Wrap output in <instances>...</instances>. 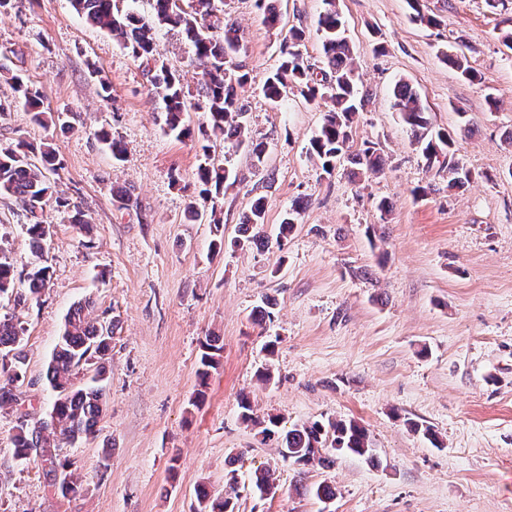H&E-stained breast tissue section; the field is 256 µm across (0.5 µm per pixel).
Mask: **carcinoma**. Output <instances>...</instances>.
<instances>
[{
  "instance_id": "carcinoma-1",
  "label": "carcinoma",
  "mask_w": 512,
  "mask_h": 512,
  "mask_svg": "<svg viewBox=\"0 0 512 512\" xmlns=\"http://www.w3.org/2000/svg\"><path fill=\"white\" fill-rule=\"evenodd\" d=\"M217 0H154L153 14L145 18L133 11H123L116 0H70L73 9L85 22L108 32L117 43L131 53L134 60L144 67L151 86L159 93L164 109V133L177 139L192 136L186 124L189 112L188 97L180 73L171 68L162 57L156 43L155 31L162 25L179 27L193 48V63L199 75L201 101L194 107L207 112L209 125L201 129L206 142L221 136L231 140L235 147H245L253 166L264 165L266 143L248 137V116L240 102V92L252 80L243 65L233 62V56L241 50V36L235 22L219 14ZM325 11L319 20L322 65L315 66L303 56L298 46L305 38L304 30H288V49L281 50L279 66L267 74L262 83V93L271 108H277L290 94L296 92L309 102L321 100L327 104L320 128L309 140V154L315 157L323 173L333 176L338 165L348 161L356 166L353 177L379 173L384 160L377 143L368 142L354 156L346 154L356 114L364 111L368 95L359 88V74L352 58L346 37L344 20L336 7V0H324ZM255 6L263 12L264 22L271 28L281 23V14L269 0H255ZM15 97L31 113L32 120L45 125L49 112L45 111L43 95L33 84L22 77H10ZM393 97L396 112L421 149L428 162L448 171L449 183L460 186L471 181L473 172L457 157V134L446 129H435L418 93L404 79L395 82ZM56 151L48 144L25 151L20 148L0 147V193L18 198L25 206L29 223L25 232L29 238L31 253L37 257L43 251V242L50 234V225L43 222V205L52 195L51 186L44 171L56 170ZM198 179L202 193L219 195L233 186L238 174L226 167L204 166L199 169ZM58 206L66 209L69 223L78 230L87 229L89 220L77 207L65 200L56 199ZM265 206L260 199L254 200L245 215L240 237L232 241L238 248L267 244L259 226L264 222ZM299 207L293 206L281 223L278 249H283L287 234L292 231ZM26 277L29 294H14L15 279ZM50 280L48 266L32 261L18 269L10 254L0 249V296H14V305L35 299ZM91 302L76 304L65 318L64 329L59 336L47 365L45 379L54 393V401L47 420L33 429L19 422L13 438V455L18 460L42 457L62 443H73L95 434L103 413L106 362L112 351L113 324L110 320L92 318L87 313ZM22 328L13 318L0 316V407L16 401L13 385L24 377V356L18 348ZM223 346L213 336L202 343L198 369L200 384L207 383L210 369ZM95 361V385L79 388L75 379L80 369ZM241 418L259 428L262 439L277 437L279 454L283 461L298 466L313 462L330 464V453L349 451L368 460L373 458L372 448L365 427L354 420L321 419L304 422L278 433L279 419L270 416L259 420L253 417L248 396L240 398ZM59 490L62 496L80 493V486L67 473L69 464L60 463ZM251 487L262 496L275 495L278 486L268 469H258L250 480ZM228 492L219 501L212 502L210 512H233L231 494L237 492V482L226 484Z\"/></svg>"
}]
</instances>
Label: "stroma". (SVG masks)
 Returning <instances> with one entry per match:
<instances>
[{
  "label": "stroma",
  "mask_w": 512,
  "mask_h": 512,
  "mask_svg": "<svg viewBox=\"0 0 512 512\" xmlns=\"http://www.w3.org/2000/svg\"><path fill=\"white\" fill-rule=\"evenodd\" d=\"M336 4L370 94L351 148L374 141L388 159L361 182L347 164L323 175L307 154L324 104L291 97L270 109L260 84L279 62L283 36L253 0H226L225 12L240 27L236 61L253 77L240 94L250 134L268 144L259 169L223 139L205 153L197 141L166 136L142 66L68 0H9L0 9V100L11 105L0 116V144L47 142L62 164L47 174L54 198L43 208L51 278L28 306L0 299V315L23 329L25 354L18 402L0 408V512H200V492L223 495L233 474L234 512H512V62L501 42L512 30V0L494 9L486 0H425L436 26L413 23L407 0ZM280 8L285 26L305 31L301 52L319 63L323 0H281ZM158 42L197 93L180 29L159 30ZM454 49L477 81L444 62ZM11 74L39 88L63 123L44 127L12 106ZM401 78L433 125L455 131L469 122L458 155L478 179L452 189L447 173L427 166L393 108ZM102 128L121 141L122 160L96 139ZM211 163L240 174L217 197L198 181ZM421 183L432 191L414 197ZM116 185L131 195L129 208L113 199ZM60 197L91 220L89 243ZM259 197L271 239L301 205L285 249L232 247ZM191 205L205 221L185 222ZM26 222L19 199L1 194L0 242L21 267L32 259ZM218 238L224 251L211 248ZM265 297L277 306L258 323L253 311ZM84 299L115 329L97 432L61 450L83 485L65 498L48 465L14 458L12 440L18 416L34 426L49 411L43 373L69 309ZM208 336L223 351L203 388L197 371ZM267 363L273 378L264 384L256 373ZM243 393L255 416H277L284 430L327 417L358 421L374 461L342 454L327 467L289 466L275 441L242 422ZM410 419L431 427L439 445L411 432ZM258 467L272 469L275 496L251 488ZM319 483L335 488L332 502L309 494Z\"/></svg>",
  "instance_id": "stroma-1"
}]
</instances>
